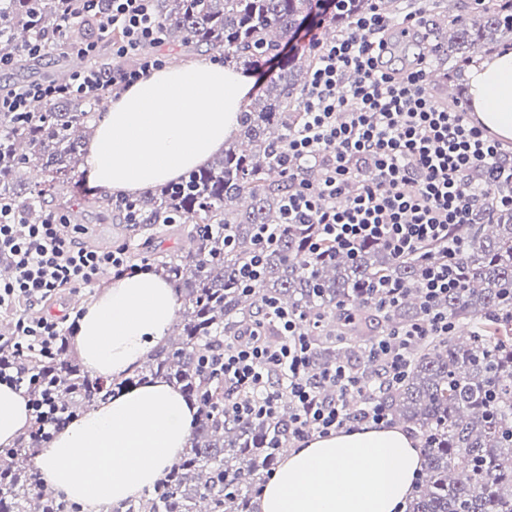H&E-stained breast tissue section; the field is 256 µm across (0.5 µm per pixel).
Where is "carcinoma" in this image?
<instances>
[{
  "label": "carcinoma",
  "instance_id": "1",
  "mask_svg": "<svg viewBox=\"0 0 512 512\" xmlns=\"http://www.w3.org/2000/svg\"><path fill=\"white\" fill-rule=\"evenodd\" d=\"M393 0H336L334 23L342 29L357 11L388 10ZM315 0H153L168 40L193 51L224 52L257 67L298 32ZM0 54L16 66H38L23 46L35 36L79 41L96 26L65 14L58 0H0ZM512 31V0H485L473 17L451 20L448 43L469 49L499 32ZM309 67L296 58L244 110L236 139L211 165L151 190L136 200L140 223L124 226L137 242L134 258L153 257L180 298L177 332L120 380L92 375L64 351L46 365L0 346V363L17 365L23 390L52 381L57 402L76 418L106 394L155 377L180 388L200 409L189 448L166 477L136 501L109 512H253L252 503L288 445L283 403L271 420L224 419V399L235 396L224 380L205 371L199 358L224 348L267 300L302 315L310 328L320 368L347 362L366 380L377 374L369 346L384 333L422 316L420 261L398 262L377 244L354 257L311 255V224H285L284 198L291 183L279 162L288 132L300 122L299 107ZM97 100L61 98L22 118L0 114V200L36 215L45 196L65 198L84 159ZM275 224L278 243L264 256L253 291L238 289L235 271L254 255L258 229ZM187 229L186 251L161 254L155 241ZM233 243L224 240V234ZM466 247L457 264V288L441 301L454 329L416 343L410 367L397 385L375 392L395 422L415 430L423 465L418 492L405 512H512V209L495 211L488 224L460 229ZM405 288L394 304L374 288L382 277ZM37 440L21 439L0 452V512H80L64 495L49 490L28 457Z\"/></svg>",
  "mask_w": 512,
  "mask_h": 512
}]
</instances>
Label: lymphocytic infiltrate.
Returning a JSON list of instances; mask_svg holds the SVG:
<instances>
[{"label":"lymphocytic infiltrate","mask_w":512,"mask_h":512,"mask_svg":"<svg viewBox=\"0 0 512 512\" xmlns=\"http://www.w3.org/2000/svg\"><path fill=\"white\" fill-rule=\"evenodd\" d=\"M64 2L76 4L101 32H119L112 43L111 78L89 68L1 89L0 112L22 116L33 99L90 97L106 87L119 92L163 66L155 49L165 32L152 0ZM410 2L402 19L377 9L363 11L335 38L319 41L302 100L303 121L289 136L281 161L293 184L285 199L286 221L314 225L307 240L311 252L329 244L338 254L353 256L359 245L374 242L395 260L424 261L422 319L383 336L370 350L383 380L392 385L409 367L414 340L448 333V314L440 303L459 282L460 228L486 223L495 209L512 208V151L473 123L460 103H444L429 93V49L406 66L393 64L395 41L421 37V0ZM0 262L12 270L0 279V312L14 316L13 341L48 359L77 325L50 314L47 304L66 291L99 287L149 267L134 262L129 243L97 249L69 235L55 211L27 224L20 211L2 203ZM270 324L280 334L273 346L265 336ZM206 363L239 392L225 401L227 414L271 419L281 399L293 403L292 433L298 441L389 423L383 407L368 399V383L352 369H317L301 317L272 303L245 334L225 340L223 352ZM321 382L334 386L335 396L322 397Z\"/></svg>","instance_id":"1"}]
</instances>
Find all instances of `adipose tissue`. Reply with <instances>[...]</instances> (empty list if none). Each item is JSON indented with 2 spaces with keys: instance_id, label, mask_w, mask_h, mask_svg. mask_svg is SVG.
Returning a JSON list of instances; mask_svg holds the SVG:
<instances>
[{
  "instance_id": "adipose-tissue-1",
  "label": "adipose tissue",
  "mask_w": 512,
  "mask_h": 512,
  "mask_svg": "<svg viewBox=\"0 0 512 512\" xmlns=\"http://www.w3.org/2000/svg\"><path fill=\"white\" fill-rule=\"evenodd\" d=\"M464 80L480 123L512 140V48L470 63ZM254 89L251 71L207 58L151 71L103 112L85 158L89 180L135 194L205 165L223 153ZM178 307L159 273L114 280L88 303L73 347L96 375L126 376L166 339ZM195 416L183 394L159 378L99 402L57 432L35 464L82 512H100L104 502L138 498L164 478ZM28 425L21 390L0 385V446ZM421 464L417 440L398 426L315 435L284 455L255 512H398Z\"/></svg>"
}]
</instances>
